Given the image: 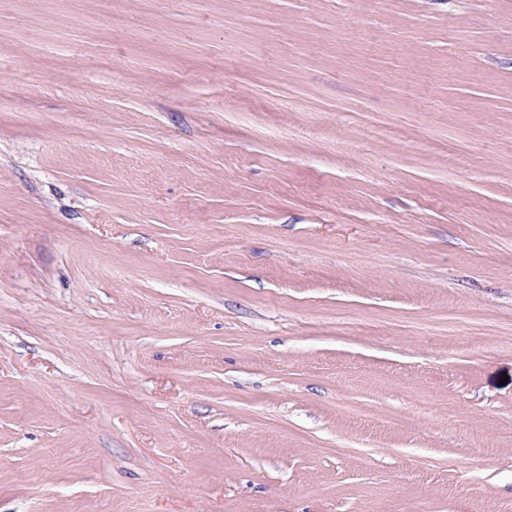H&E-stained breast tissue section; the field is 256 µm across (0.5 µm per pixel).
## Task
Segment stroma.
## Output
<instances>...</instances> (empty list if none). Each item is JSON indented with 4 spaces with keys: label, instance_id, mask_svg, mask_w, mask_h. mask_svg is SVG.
Masks as SVG:
<instances>
[{
    "label": "stroma",
    "instance_id": "1",
    "mask_svg": "<svg viewBox=\"0 0 512 512\" xmlns=\"http://www.w3.org/2000/svg\"><path fill=\"white\" fill-rule=\"evenodd\" d=\"M0 96V512H512V0H0Z\"/></svg>",
    "mask_w": 512,
    "mask_h": 512
}]
</instances>
